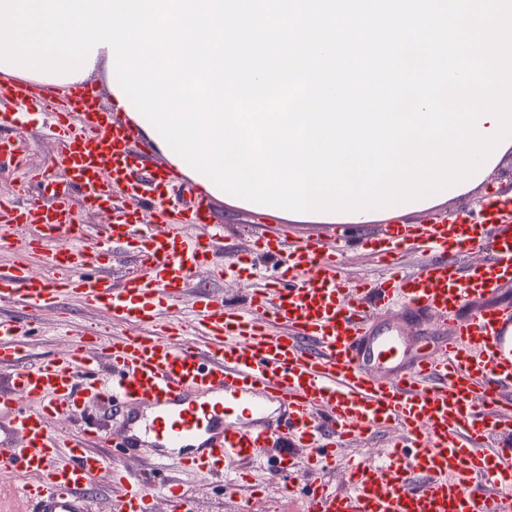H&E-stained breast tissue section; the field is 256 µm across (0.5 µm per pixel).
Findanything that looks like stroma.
<instances>
[{
	"instance_id": "35a3bbf8",
	"label": "stroma",
	"mask_w": 512,
	"mask_h": 512,
	"mask_svg": "<svg viewBox=\"0 0 512 512\" xmlns=\"http://www.w3.org/2000/svg\"><path fill=\"white\" fill-rule=\"evenodd\" d=\"M10 134L28 147L32 165L41 167L52 164L58 154V144L45 135L38 122L13 127ZM509 185H512V152L507 153L501 163L488 174L479 189L449 200L446 208L453 212H464L478 200L484 199L489 192ZM210 203L215 223L226 228L224 242L217 249L218 258L224 259L247 250L250 240L243 229L259 219L257 214L230 206L222 198L215 196L211 197ZM254 286V278L246 275L217 284L211 283L210 272L204 267L198 270L192 289L185 292L176 307L163 311L162 316L166 319L189 320L195 291L199 288H215L223 294L225 300L242 306ZM33 323L38 334L28 339L25 347L32 358L38 359L63 355L79 344L80 339L75 335L76 329L90 324L103 326L107 319L104 313L84 305L78 298L69 297L61 307L34 314ZM92 423L98 425L102 435L110 439L117 437L123 430L121 418L115 417L111 403L104 399L88 401L84 412L54 419L52 425L75 434ZM124 464L144 480L149 490H157L161 478L164 477L182 484L189 491L194 512H234L238 506L237 501L226 498L223 479L202 473L182 474L174 470L168 471L167 475H159L153 465L152 449H137L135 457L125 459ZM254 475L260 490L249 501L251 512H299L300 500H289L283 494L278 480L271 478L268 469H257Z\"/></svg>"
}]
</instances>
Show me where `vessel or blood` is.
I'll list each match as a JSON object with an SVG mask.
<instances>
[{
    "mask_svg": "<svg viewBox=\"0 0 512 512\" xmlns=\"http://www.w3.org/2000/svg\"><path fill=\"white\" fill-rule=\"evenodd\" d=\"M47 89L0 85L16 112L0 127L43 110L46 133L61 143L55 170L33 175L41 203L0 201V241L23 258L0 270V305L31 312L67 295L124 328L108 347L111 378L100 385L99 327L65 356L34 360L22 344L23 318L0 316V471L27 479L34 512H91L87 489L106 479L119 512H156L154 494L138 487L101 437L63 438L54 417L79 408L88 389L131 406L114 446L155 449L157 469L247 478L274 446L308 449L280 455L274 472L285 493L300 491L307 512H512V195L482 203L477 218L445 216L431 224H388L356 240L328 228L323 237L285 245L258 235L251 251L217 261L223 225L210 202L193 195L175 224H143L137 213L88 231L78 207L99 209L120 194L163 210L179 178L165 166L138 167L130 125L114 122L97 90H70L51 105ZM357 244L384 266L379 279L349 283L340 271ZM132 248L134 268L110 273L115 251ZM428 262L405 270L403 253ZM475 250L483 260L463 264ZM274 256L247 306L199 296L192 319L165 323L162 310L181 300L201 267L216 279L254 272L253 254ZM40 256L49 273L26 258ZM437 323L443 340L412 339L373 312ZM394 432L380 459L349 461L347 490L326 480L344 446Z\"/></svg>",
    "mask_w": 512,
    "mask_h": 512,
    "instance_id": "vessel-or-blood-1",
    "label": "vessel or blood"
}]
</instances>
